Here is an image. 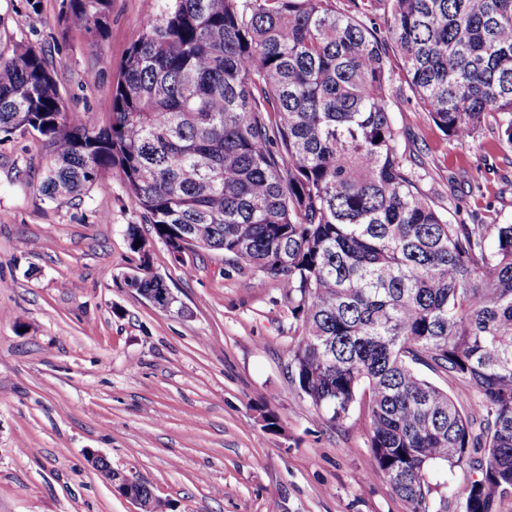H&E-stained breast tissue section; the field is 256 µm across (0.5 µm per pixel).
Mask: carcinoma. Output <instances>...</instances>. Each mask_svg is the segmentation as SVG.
Returning <instances> with one entry per match:
<instances>
[{
	"label": "carcinoma",
	"mask_w": 512,
	"mask_h": 512,
	"mask_svg": "<svg viewBox=\"0 0 512 512\" xmlns=\"http://www.w3.org/2000/svg\"><path fill=\"white\" fill-rule=\"evenodd\" d=\"M164 0L128 48L105 126L65 104L35 44L0 56V134L42 145L47 200L115 171L156 236L279 282L288 367L331 425L368 397L376 473L406 512H448L434 475L473 463L460 512L512 492V224H451L390 119L401 61L420 111L512 144V0ZM112 0H63L106 36ZM462 383L451 394L417 366ZM336 8L345 13L355 14L358 18L367 26H376L381 31L384 28V15L383 11L379 9L378 2L376 0L370 2L365 0V4H362L361 0H357V3L361 5L362 13H358L354 7L352 0H335ZM372 4V7L369 5ZM368 6V7H367Z\"/></svg>",
	"instance_id": "carcinoma-1"
}]
</instances>
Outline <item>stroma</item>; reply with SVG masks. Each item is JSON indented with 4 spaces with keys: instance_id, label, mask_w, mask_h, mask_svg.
<instances>
[{
    "instance_id": "1",
    "label": "stroma",
    "mask_w": 512,
    "mask_h": 512,
    "mask_svg": "<svg viewBox=\"0 0 512 512\" xmlns=\"http://www.w3.org/2000/svg\"><path fill=\"white\" fill-rule=\"evenodd\" d=\"M161 8L112 0L94 43L63 32L61 0H0V55L40 44L68 109L100 127L129 46ZM389 64L391 118L421 187L451 223L511 224L512 145L488 130L449 138ZM42 158L35 138L0 135V512H136L95 455L168 512H406L373 473L365 407L333 426L292 383L295 323L277 282L256 287L216 250L175 261L118 175L48 201ZM132 224L174 309L125 284L141 261Z\"/></svg>"
}]
</instances>
